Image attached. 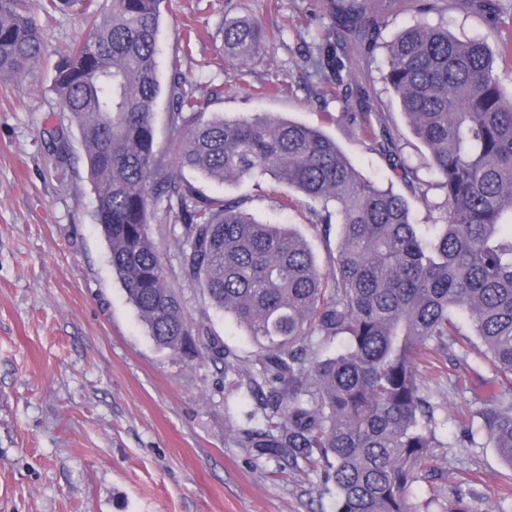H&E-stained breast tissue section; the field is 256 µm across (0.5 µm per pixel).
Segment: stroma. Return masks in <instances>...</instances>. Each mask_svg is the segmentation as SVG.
<instances>
[{"mask_svg": "<svg viewBox=\"0 0 512 512\" xmlns=\"http://www.w3.org/2000/svg\"><path fill=\"white\" fill-rule=\"evenodd\" d=\"M331 0H163L158 35L161 93L156 149L171 159V61L203 89L221 88L207 109L229 116L270 112L317 128L336 140L358 169L405 192L359 127L384 116L408 162L434 181L428 149L413 135L398 100L382 80L385 46L419 20L443 24L461 39L487 35L484 19L455 7L419 16L386 14L370 61H357L348 81L365 87L370 108L343 103L342 90L311 78L305 58L327 20ZM35 16L44 53L31 85L0 84V512H334L321 472L257 456L234 432L250 401L235 378L212 363H189L155 345L112 269L95 220L96 200L78 133L52 91L53 64L80 35L72 12ZM259 20L272 41L267 55L241 68L222 62L227 20ZM69 144L59 161L53 131ZM183 176L209 196L241 200L259 221L289 224L330 271L337 234L316 230L318 204L269 179L220 185L191 170ZM164 209L150 218L171 288L191 322L206 326L242 360L255 348L197 284L183 279ZM456 324L471 343L437 352L440 376L427 380L440 447L433 473L411 491L413 506L454 512L453 489L470 487V512H496L512 489V466L492 442L460 441L468 407L498 403L502 384L465 318Z\"/></svg>", "mask_w": 512, "mask_h": 512, "instance_id": "35a3bbf8", "label": "stroma"}]
</instances>
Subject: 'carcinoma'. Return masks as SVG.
Wrapping results in <instances>:
<instances>
[{"label":"carcinoma","mask_w":512,"mask_h":512,"mask_svg":"<svg viewBox=\"0 0 512 512\" xmlns=\"http://www.w3.org/2000/svg\"><path fill=\"white\" fill-rule=\"evenodd\" d=\"M343 2L311 58L327 84L342 82L348 44L372 56L382 24L364 0ZM448 2L410 0L437 13ZM161 3L43 0L47 14L77 9L85 20L84 36L55 62L52 90L79 133L112 269L155 344L237 376L258 416L235 428L241 445L323 464L336 512H415L408 490L439 444L420 360L460 335L452 315L462 312L507 386L498 404L462 412L461 427L489 438L512 467V95L487 39L415 24L385 45L383 81L429 150L437 182L406 162L385 120L362 132L410 193L443 191L442 222L424 234L404 195L364 176L319 130L271 113L207 114L202 86L182 76L177 60L175 162L163 165L154 150ZM33 5L0 0V82L21 90L43 51ZM466 7L494 27L503 2ZM267 39L258 21L226 20L224 58L246 65ZM185 169L217 184L269 178L318 204L319 225L340 228L331 271L289 225L261 223L240 201L203 194ZM158 206L177 220L184 279L255 346L249 368L188 320L149 234ZM311 336H343L347 346L310 357Z\"/></svg>","instance_id":"1"}]
</instances>
